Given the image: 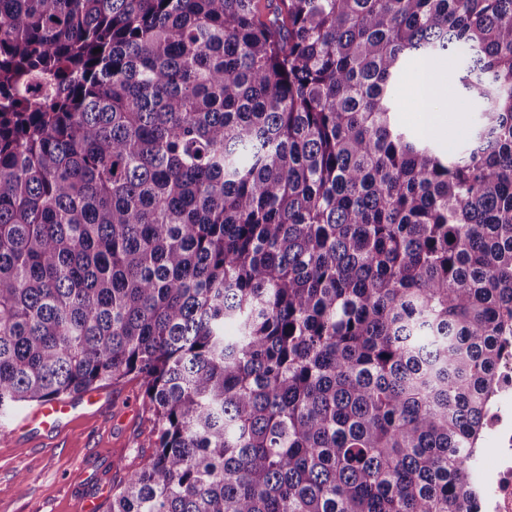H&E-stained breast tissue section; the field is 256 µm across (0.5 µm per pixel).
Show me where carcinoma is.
<instances>
[{
	"label": "carcinoma",
	"instance_id": "carcinoma-1",
	"mask_svg": "<svg viewBox=\"0 0 512 512\" xmlns=\"http://www.w3.org/2000/svg\"><path fill=\"white\" fill-rule=\"evenodd\" d=\"M500 336L512 0H0V418L140 380L106 512H480ZM421 60L420 58L408 60L405 64L402 78L393 88L392 102L395 120L403 128L417 133L423 134L422 131L425 130L429 134H438L442 131L444 139H447L448 129H442L434 119V116L428 114V112H423V109L425 106H428L430 101L447 97L449 87L453 89L456 85L458 86L457 76L462 63L457 57L453 58V62L450 66H448V61H443V65L439 68V71L448 79L447 82L430 64L426 62L419 64ZM413 74L412 97L410 93V81ZM413 98L416 100V103H420L423 107L421 113L417 112L415 109ZM419 113V119L424 130L418 121ZM464 101L467 102V112H441L437 120L448 126H462L467 133L481 121L483 106L475 99L467 98Z\"/></svg>",
	"mask_w": 512,
	"mask_h": 512
}]
</instances>
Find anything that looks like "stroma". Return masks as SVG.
<instances>
[{
  "instance_id": "35a3bbf8",
  "label": "stroma",
  "mask_w": 512,
  "mask_h": 512,
  "mask_svg": "<svg viewBox=\"0 0 512 512\" xmlns=\"http://www.w3.org/2000/svg\"><path fill=\"white\" fill-rule=\"evenodd\" d=\"M418 64L408 60L393 88L395 119L413 132L421 129L410 93ZM100 393L94 402L79 394L74 416L59 431L31 425L29 406L0 420V512H83L89 500L105 512L113 488L152 453L156 437L139 381Z\"/></svg>"
}]
</instances>
